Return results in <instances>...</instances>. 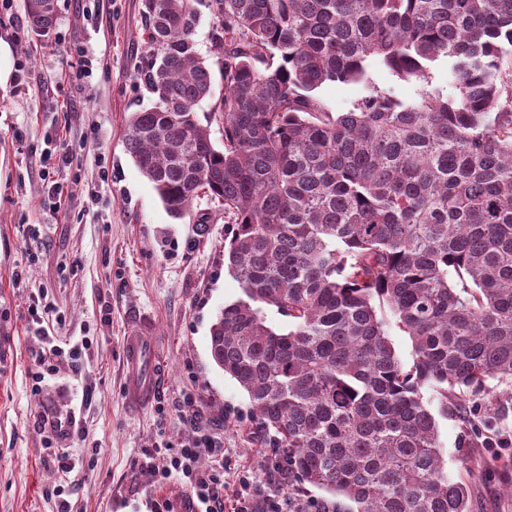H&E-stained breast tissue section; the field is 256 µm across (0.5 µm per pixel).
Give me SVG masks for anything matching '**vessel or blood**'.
Returning a JSON list of instances; mask_svg holds the SVG:
<instances>
[{
	"instance_id": "1",
	"label": "vessel or blood",
	"mask_w": 512,
	"mask_h": 512,
	"mask_svg": "<svg viewBox=\"0 0 512 512\" xmlns=\"http://www.w3.org/2000/svg\"><path fill=\"white\" fill-rule=\"evenodd\" d=\"M156 348V340L139 329L125 339V393L132 405L146 404L158 393L160 372L154 366Z\"/></svg>"
}]
</instances>
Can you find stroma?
<instances>
[{"mask_svg": "<svg viewBox=\"0 0 512 512\" xmlns=\"http://www.w3.org/2000/svg\"><path fill=\"white\" fill-rule=\"evenodd\" d=\"M49 42L30 38L22 0L0 5V38L25 87L0 88V512H152L170 501L188 512L180 479L163 486L133 481L135 460L161 443L196 438L199 410L224 445V505L232 507L245 473L265 482L271 451L248 440L249 401L213 363L209 329L224 304L241 295L224 264L232 226L207 200L177 220L126 152L130 112L151 106L135 81L147 58L141 0H56ZM97 58L78 81L80 51ZM66 169H57L60 154ZM64 185L56 220L39 202L43 174ZM208 214V223L198 221ZM53 310L50 336L63 349L41 391L31 372L43 340L27 313L31 299ZM157 337L164 381L142 409L124 397L122 349L130 328ZM82 345L79 358L68 351ZM66 432L73 469L57 470L44 437ZM440 452L450 476L498 457L512 463V417L479 437L457 419L441 421ZM511 468L477 474L470 512H512Z\"/></svg>", "mask_w": 512, "mask_h": 512, "instance_id": "obj_1", "label": "stroma"}]
</instances>
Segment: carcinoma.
<instances>
[{"mask_svg":"<svg viewBox=\"0 0 512 512\" xmlns=\"http://www.w3.org/2000/svg\"><path fill=\"white\" fill-rule=\"evenodd\" d=\"M200 5L224 81L205 125ZM141 8L154 102L130 113L124 147L172 216L205 197L232 219L224 262L241 296L218 310L210 356L248 396L251 440L287 461L288 512H469L439 425L512 412V0ZM24 9L31 36L50 39L54 0ZM372 66L418 98L370 83ZM327 81L367 88L333 113L317 95Z\"/></svg>","mask_w":512,"mask_h":512,"instance_id":"cac0c4a2","label":"carcinoma"}]
</instances>
